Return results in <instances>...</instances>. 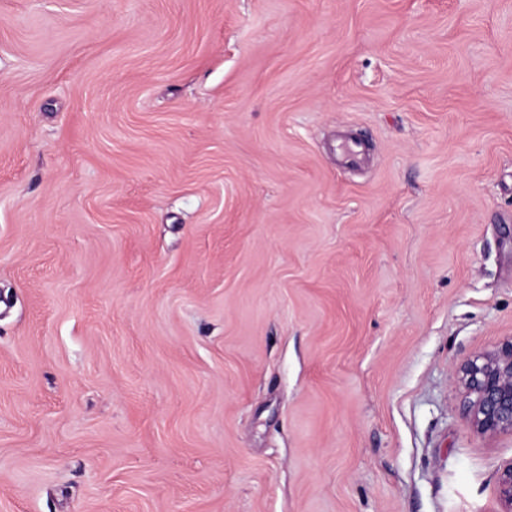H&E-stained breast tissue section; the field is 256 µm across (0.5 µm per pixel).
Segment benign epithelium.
Listing matches in <instances>:
<instances>
[{
    "instance_id": "obj_1",
    "label": "benign epithelium",
    "mask_w": 512,
    "mask_h": 512,
    "mask_svg": "<svg viewBox=\"0 0 512 512\" xmlns=\"http://www.w3.org/2000/svg\"><path fill=\"white\" fill-rule=\"evenodd\" d=\"M461 382L469 398V425L485 435H512V340L467 361ZM497 496L500 512H512V461L500 470Z\"/></svg>"
}]
</instances>
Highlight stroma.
<instances>
[{
  "mask_svg": "<svg viewBox=\"0 0 512 512\" xmlns=\"http://www.w3.org/2000/svg\"><path fill=\"white\" fill-rule=\"evenodd\" d=\"M510 339L512 0H0V512H500ZM460 379L469 398V425L485 435H512V340L467 361Z\"/></svg>",
  "mask_w": 512,
  "mask_h": 512,
  "instance_id": "obj_1",
  "label": "stroma"
}]
</instances>
